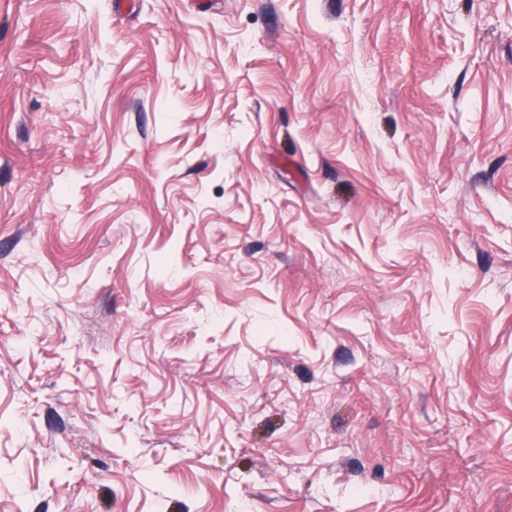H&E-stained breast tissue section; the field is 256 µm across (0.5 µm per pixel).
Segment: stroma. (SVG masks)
<instances>
[{
	"mask_svg": "<svg viewBox=\"0 0 512 512\" xmlns=\"http://www.w3.org/2000/svg\"><path fill=\"white\" fill-rule=\"evenodd\" d=\"M512 512V0H0V512Z\"/></svg>",
	"mask_w": 512,
	"mask_h": 512,
	"instance_id": "stroma-1",
	"label": "stroma"
}]
</instances>
